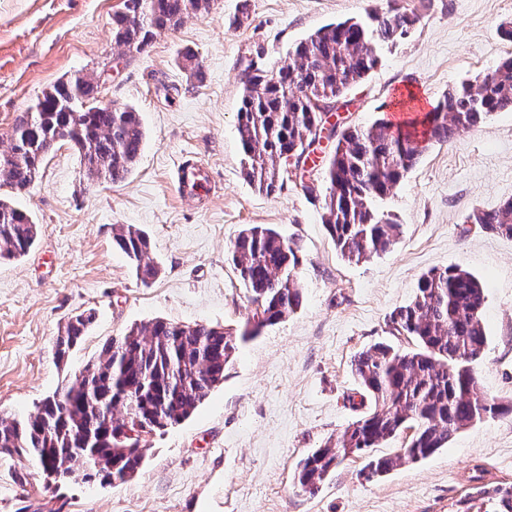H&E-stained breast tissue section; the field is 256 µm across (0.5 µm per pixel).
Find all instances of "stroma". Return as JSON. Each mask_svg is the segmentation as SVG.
<instances>
[{
	"label": "stroma",
	"mask_w": 512,
	"mask_h": 512,
	"mask_svg": "<svg viewBox=\"0 0 512 512\" xmlns=\"http://www.w3.org/2000/svg\"><path fill=\"white\" fill-rule=\"evenodd\" d=\"M419 17L411 34L381 51L379 66L346 93L338 121L367 126L392 118L398 94L416 102L403 123L422 121L449 86L474 79L512 55L500 26L512 0H210L208 11L159 33L141 53L112 34L123 0H0V152L15 117L76 72L121 66L103 94L139 113L146 132L132 173L120 183L88 181L77 152L61 142L29 191L12 200L28 211L37 238L23 257L0 261V415L24 418L96 357L112 337L155 319L240 333L253 306L228 247L248 224H267L302 249L303 301L296 313L242 344L218 385L190 418L154 434L130 481L71 483L56 496L63 512H450L474 464L512 484V416L457 433L425 460L382 477H360L363 459L343 466L316 495L293 485L298 461L358 416L350 361L379 342L403 346L387 325L422 274L458 265L485 289L489 337L478 370L481 391L512 401V237L466 223L474 209L512 200V111L492 114L447 143H433L404 181L380 201L400 226L387 253L342 258L322 220V170L334 144L320 140L308 166L316 199L295 174L271 195L242 171L237 115L249 58L272 70L323 26L389 4ZM194 52L203 81L178 59ZM200 165L205 191L184 192L175 175ZM145 230L160 273L137 280L112 242V227ZM95 321L64 362L54 345L67 320ZM0 458V512L43 497Z\"/></svg>",
	"instance_id": "stroma-1"
}]
</instances>
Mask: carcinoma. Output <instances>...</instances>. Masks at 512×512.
I'll use <instances>...</instances> for the list:
<instances>
[{
    "label": "carcinoma",
    "mask_w": 512,
    "mask_h": 512,
    "mask_svg": "<svg viewBox=\"0 0 512 512\" xmlns=\"http://www.w3.org/2000/svg\"><path fill=\"white\" fill-rule=\"evenodd\" d=\"M147 12L136 25L129 14ZM196 14L192 0H124L112 16L115 42L128 50L153 41L157 33L178 28ZM368 20L332 23L299 42L288 63L266 71L250 63L245 73L238 136L243 173L258 190L271 195L281 187L288 159L303 162L323 132L321 113L345 105V93L378 65V49L406 37L419 21L414 13L390 6L370 10ZM306 85L310 95L300 94ZM95 73L78 72L68 88L43 91L32 111L17 116L10 151L0 153V189L19 195L36 181L59 130L75 149L89 181L118 183L127 178L146 139L135 110L98 106ZM512 110V56L472 82L448 89L425 117L428 141L445 143L463 129L479 125L495 112ZM333 154L323 172L327 183L322 223L341 256L361 262L391 249L400 225L376 207L419 161L424 149L407 130L394 131L384 119L369 126L332 129ZM466 222L482 231L512 237V200L490 210L477 209ZM112 241L145 286L159 274L149 235L134 225L118 224ZM36 239L27 213L0 199V259L25 254ZM300 246L266 225L242 229L230 247L231 261L255 306L254 329L236 336L206 324L181 325L154 320L135 325L104 344L97 358L67 383L61 399H44L23 420L0 416V456L16 458L18 485L27 482L32 461L48 475L85 454L87 481L118 480L140 469L147 438L128 418L136 402L149 431L189 418L232 363L239 343L295 313L302 303L297 270ZM486 303L478 278L457 265L433 269L420 279L415 296L389 316L394 336L408 344L399 349L377 343L352 357L351 372L360 386L348 396L356 420L313 449L297 465L295 485L315 495L325 480L352 456L365 459L360 474L379 477L419 462L460 430L486 418L512 415V403L488 397L478 387V368L488 346L483 322ZM95 319L91 311L70 318L56 341L62 361L85 336ZM410 428L411 437L390 456L372 454L383 442ZM127 453L112 459V450ZM486 468L472 467L469 482L477 495H466L454 512H512V485L484 481Z\"/></svg>",
    "instance_id": "1"
}]
</instances>
